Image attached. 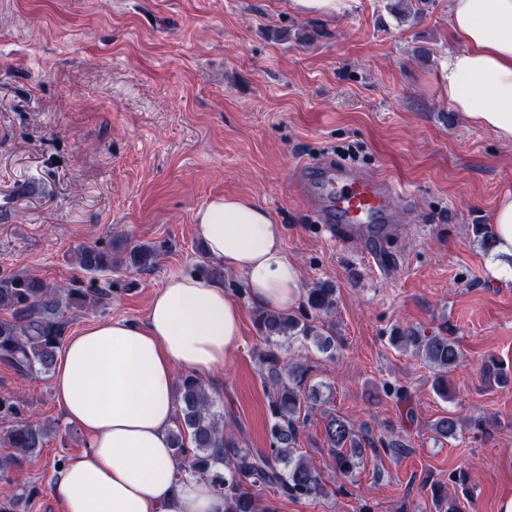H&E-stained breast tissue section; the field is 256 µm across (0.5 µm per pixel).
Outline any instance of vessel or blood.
Listing matches in <instances>:
<instances>
[{"mask_svg":"<svg viewBox=\"0 0 512 512\" xmlns=\"http://www.w3.org/2000/svg\"><path fill=\"white\" fill-rule=\"evenodd\" d=\"M300 191L312 213L338 243L356 236L370 240L372 266L387 264L381 237L398 223L403 191L395 182L332 160L299 167Z\"/></svg>","mask_w":512,"mask_h":512,"instance_id":"obj_1","label":"vessel or blood"}]
</instances>
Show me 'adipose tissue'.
<instances>
[{"label": "adipose tissue", "mask_w": 512, "mask_h": 512, "mask_svg": "<svg viewBox=\"0 0 512 512\" xmlns=\"http://www.w3.org/2000/svg\"><path fill=\"white\" fill-rule=\"evenodd\" d=\"M449 25L461 45L448 54L449 105L512 143V0H451ZM194 224L208 257L242 278L256 306L297 305L301 274L270 210L219 196L197 209ZM241 329L235 298L209 278L180 273L154 293L144 321L93 322L66 341L51 386L86 449L52 484L64 512H224L210 481L173 457L169 433L177 371L223 370Z\"/></svg>", "instance_id": "obj_1"}]
</instances>
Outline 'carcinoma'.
<instances>
[{
    "mask_svg": "<svg viewBox=\"0 0 512 512\" xmlns=\"http://www.w3.org/2000/svg\"><path fill=\"white\" fill-rule=\"evenodd\" d=\"M158 247L139 243L112 260V249L96 244L79 248L81 270L96 276L112 272L118 264L132 272L154 267ZM110 293L105 288L61 289L41 278L21 272L0 271V361L24 374H48L55 366L63 342L65 312L75 305L91 307ZM336 308V288L318 282L307 289L301 315L261 308L255 325L266 347L259 354L261 375L268 385L269 447H243L235 436V417L214 409V400L204 381L193 373L176 381L179 401L176 429L170 444L176 457L187 460L188 473L205 477L224 496L225 512H262L259 494L279 492L295 500H313L327 495L322 473L302 455L296 454L301 429L320 401L317 386L309 381L310 368L283 360L278 340L302 339L328 352L336 348L330 326L319 320ZM397 348L412 349L415 357L435 372L434 390L449 398L448 374L460 364L462 350L457 339L444 332L429 335L413 329L391 338ZM0 430L9 447L21 455L36 456L48 437L47 429L29 423L10 395L0 394ZM433 433L455 439L458 419L446 416L432 424ZM332 468L350 475L363 464L365 451H377L370 431L354 429L333 416L325 426Z\"/></svg>",
    "mask_w": 512,
    "mask_h": 512,
    "instance_id": "obj_1",
    "label": "carcinoma"
}]
</instances>
